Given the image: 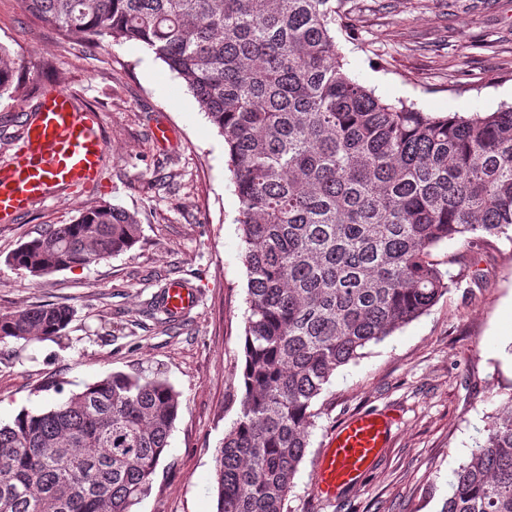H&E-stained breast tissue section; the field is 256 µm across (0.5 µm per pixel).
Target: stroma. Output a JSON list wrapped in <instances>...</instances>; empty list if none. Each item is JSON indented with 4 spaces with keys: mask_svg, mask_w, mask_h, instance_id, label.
Masks as SVG:
<instances>
[{
    "mask_svg": "<svg viewBox=\"0 0 512 512\" xmlns=\"http://www.w3.org/2000/svg\"><path fill=\"white\" fill-rule=\"evenodd\" d=\"M336 40L350 75L387 100L437 117L512 103V0H343ZM0 47L34 82L28 100L0 99V164L51 87L97 112L106 156L95 183L35 203L0 224V316L43 304L74 311L58 340L0 343V421L47 409L115 373L167 380L181 407L150 493L134 512H215L214 455L237 416L245 361L247 271L224 140L167 65L142 46H83L44 27L21 0H0ZM170 139L157 140V126ZM137 214L130 250L34 277L10 254L86 205ZM466 277L426 314L339 368L314 404L316 426L288 512H440L448 478L473 439L512 399V243L449 264ZM193 285L195 306L170 319L153 301L169 281ZM388 413L392 438L372 473L337 498L313 491L328 433L360 411Z\"/></svg>",
    "mask_w": 512,
    "mask_h": 512,
    "instance_id": "obj_1",
    "label": "stroma"
}]
</instances>
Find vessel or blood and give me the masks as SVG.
<instances>
[{"instance_id":"obj_1","label":"vessel or blood","mask_w":512,"mask_h":512,"mask_svg":"<svg viewBox=\"0 0 512 512\" xmlns=\"http://www.w3.org/2000/svg\"><path fill=\"white\" fill-rule=\"evenodd\" d=\"M105 134L97 113L76 111L71 94L51 88L26 122L24 143L0 166V224L13 223L35 202L64 189L94 183L105 156ZM196 292L182 281L169 283L163 307L179 318L195 303ZM392 423L378 412L352 415L329 435L316 468L315 490L333 498L358 486L389 446Z\"/></svg>"}]
</instances>
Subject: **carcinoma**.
Segmentation results:
<instances>
[{"label": "carcinoma", "instance_id": "1", "mask_svg": "<svg viewBox=\"0 0 512 512\" xmlns=\"http://www.w3.org/2000/svg\"><path fill=\"white\" fill-rule=\"evenodd\" d=\"M62 36L138 43L224 138L248 276L243 394L214 456L216 512H284L336 369L454 284L432 251L512 241V105L433 117L352 79L342 0H21ZM29 87L0 47V98ZM136 214L88 206L9 263L41 277L131 249ZM64 304L0 317V343L66 335ZM180 394L113 373L0 423V512H132ZM441 512H512V409L453 472Z\"/></svg>", "mask_w": 512, "mask_h": 512}]
</instances>
